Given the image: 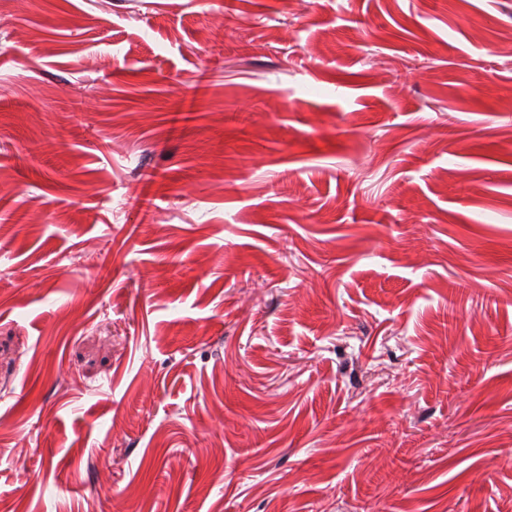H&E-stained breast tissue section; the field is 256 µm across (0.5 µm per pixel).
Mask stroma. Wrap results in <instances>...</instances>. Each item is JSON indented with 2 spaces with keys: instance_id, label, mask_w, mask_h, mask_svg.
<instances>
[{
  "instance_id": "35a3bbf8",
  "label": "stroma",
  "mask_w": 512,
  "mask_h": 512,
  "mask_svg": "<svg viewBox=\"0 0 512 512\" xmlns=\"http://www.w3.org/2000/svg\"><path fill=\"white\" fill-rule=\"evenodd\" d=\"M509 43L512 0L0 11V507L512 512Z\"/></svg>"
}]
</instances>
